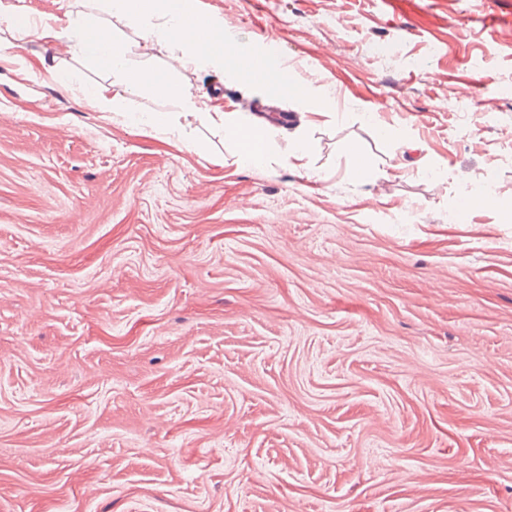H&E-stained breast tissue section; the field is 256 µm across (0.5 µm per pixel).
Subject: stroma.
Wrapping results in <instances>:
<instances>
[{
	"instance_id": "1",
	"label": "stroma",
	"mask_w": 512,
	"mask_h": 512,
	"mask_svg": "<svg viewBox=\"0 0 512 512\" xmlns=\"http://www.w3.org/2000/svg\"><path fill=\"white\" fill-rule=\"evenodd\" d=\"M425 2L200 0L238 27L220 72L113 21L267 129L259 166L0 41V512H512V0ZM264 33L287 60L257 80ZM479 174L497 207L458 213ZM60 86L63 90L76 95L78 103L87 107L104 109L111 102L108 97L111 91L109 86L98 85L89 88L64 77L60 78Z\"/></svg>"
}]
</instances>
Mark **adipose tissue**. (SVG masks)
Returning a JSON list of instances; mask_svg holds the SVG:
<instances>
[{
    "label": "adipose tissue",
    "mask_w": 512,
    "mask_h": 512,
    "mask_svg": "<svg viewBox=\"0 0 512 512\" xmlns=\"http://www.w3.org/2000/svg\"><path fill=\"white\" fill-rule=\"evenodd\" d=\"M94 12L65 11L62 15H39L29 20L28 31H21L11 14L0 11V33L11 38H22L32 33L39 38L60 43L67 53L109 68L117 84L125 90L135 92L146 85H157L165 94L180 102L176 112H155L146 119L147 125L172 128L182 118L192 116L210 122L224 121L225 130L239 148L241 161L259 165L265 162L269 140L266 135H254L243 125L225 122L223 113L211 112L203 98L184 90L181 86L158 82L156 76L145 69L130 65L125 56L112 44V28L99 18L107 13L123 20L127 26L142 28L147 34L169 42L174 47L172 58L181 67L204 61L221 63L223 53L213 51L215 43L225 40L223 22L203 14L197 0H92ZM163 14L161 27H153L155 14ZM199 22L207 32L205 39H195L187 30L189 21Z\"/></svg>",
    "instance_id": "adipose-tissue-1"
}]
</instances>
